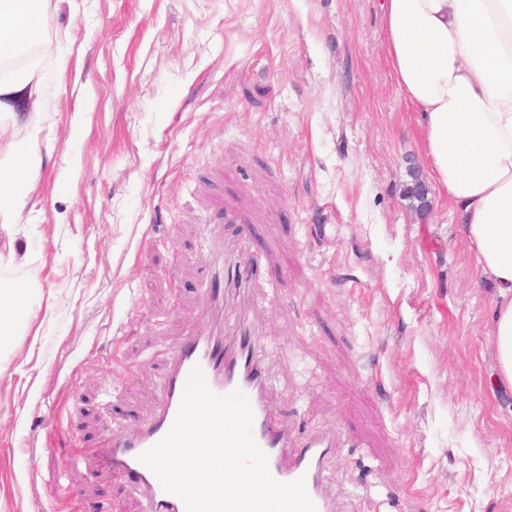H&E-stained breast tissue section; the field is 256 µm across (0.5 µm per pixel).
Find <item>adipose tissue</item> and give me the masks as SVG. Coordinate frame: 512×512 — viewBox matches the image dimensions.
Listing matches in <instances>:
<instances>
[{"label": "adipose tissue", "mask_w": 512, "mask_h": 512, "mask_svg": "<svg viewBox=\"0 0 512 512\" xmlns=\"http://www.w3.org/2000/svg\"><path fill=\"white\" fill-rule=\"evenodd\" d=\"M51 0H0V55L38 39ZM384 50L421 132L431 176L497 300L489 335L512 384V0H384ZM38 67L0 76V225L35 190L45 115ZM27 136H19V128ZM25 282L0 289V346L28 315Z\"/></svg>", "instance_id": "obj_1"}]
</instances>
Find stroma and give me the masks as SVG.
<instances>
[{
    "instance_id": "obj_1",
    "label": "stroma",
    "mask_w": 512,
    "mask_h": 512,
    "mask_svg": "<svg viewBox=\"0 0 512 512\" xmlns=\"http://www.w3.org/2000/svg\"><path fill=\"white\" fill-rule=\"evenodd\" d=\"M44 33L38 190L0 228L30 312L0 349V512H145L110 435L149 423L234 249L258 264L274 422L340 442L336 512H512L494 290L430 176L381 0H52Z\"/></svg>"
}]
</instances>
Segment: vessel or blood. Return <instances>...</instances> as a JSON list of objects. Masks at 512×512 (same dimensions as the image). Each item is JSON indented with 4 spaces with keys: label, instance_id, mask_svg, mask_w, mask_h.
<instances>
[{
    "label": "vessel or blood",
    "instance_id": "b4317fda",
    "mask_svg": "<svg viewBox=\"0 0 512 512\" xmlns=\"http://www.w3.org/2000/svg\"><path fill=\"white\" fill-rule=\"evenodd\" d=\"M258 340L247 318H240L232 334L192 335L175 351L166 376L159 407L142 432L135 437H114L120 467L134 473L145 495L146 512H186L184 502L164 490L155 474L139 460L140 454L158 443L171 429L178 414L185 384L193 368H201L211 391L219 395L241 390L252 412V434L266 453L271 475L281 482L304 479L316 512H335L326 496V462L335 452L332 441L322 437L303 448L291 450L287 433L272 421L269 412V383L256 355Z\"/></svg>",
    "mask_w": 512,
    "mask_h": 512
}]
</instances>
